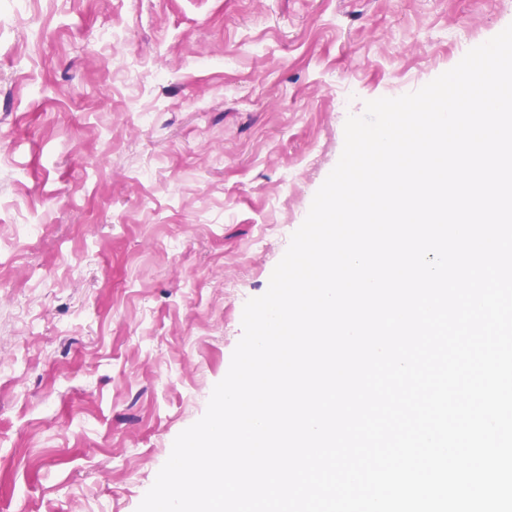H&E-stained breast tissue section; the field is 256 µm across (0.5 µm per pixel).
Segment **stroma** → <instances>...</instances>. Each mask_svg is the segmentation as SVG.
<instances>
[{"label": "stroma", "instance_id": "1", "mask_svg": "<svg viewBox=\"0 0 512 512\" xmlns=\"http://www.w3.org/2000/svg\"><path fill=\"white\" fill-rule=\"evenodd\" d=\"M501 2L0 0V512H137L348 115Z\"/></svg>", "mask_w": 512, "mask_h": 512}]
</instances>
